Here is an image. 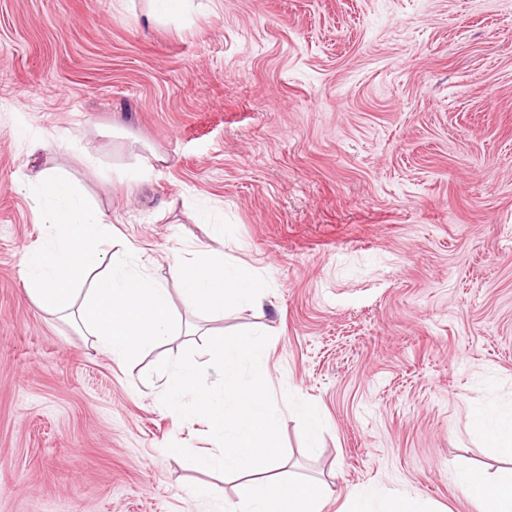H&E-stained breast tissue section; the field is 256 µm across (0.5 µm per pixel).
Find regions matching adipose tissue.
I'll list each match as a JSON object with an SVG mask.
<instances>
[{
	"mask_svg": "<svg viewBox=\"0 0 512 512\" xmlns=\"http://www.w3.org/2000/svg\"><path fill=\"white\" fill-rule=\"evenodd\" d=\"M18 189L36 202L47 229L21 261L23 287L42 310L77 317L116 361L180 329L169 289L139 268L135 249L120 255L109 250L112 225L77 184L59 169L46 168L21 180ZM173 272L189 308L213 316L261 298L252 274L205 248L195 249L192 258H175ZM473 423L490 447L512 459L511 413L478 412ZM457 483L477 512H512V468L492 480L465 471Z\"/></svg>",
	"mask_w": 512,
	"mask_h": 512,
	"instance_id": "adipose-tissue-1",
	"label": "adipose tissue"
}]
</instances>
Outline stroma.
Here are the masks:
<instances>
[{"label":"stroma","instance_id":"1","mask_svg":"<svg viewBox=\"0 0 512 512\" xmlns=\"http://www.w3.org/2000/svg\"><path fill=\"white\" fill-rule=\"evenodd\" d=\"M52 167L175 316L172 258L202 245L261 308L114 361L21 285L45 228L14 185ZM241 330L271 336L283 474L326 485L323 512L365 487L476 512L458 473L505 462L472 415L512 412V0H0V512L236 503L237 476L168 452L216 443L148 373ZM150 14L154 16H173L189 13L194 9V0H149Z\"/></svg>","mask_w":512,"mask_h":512}]
</instances>
